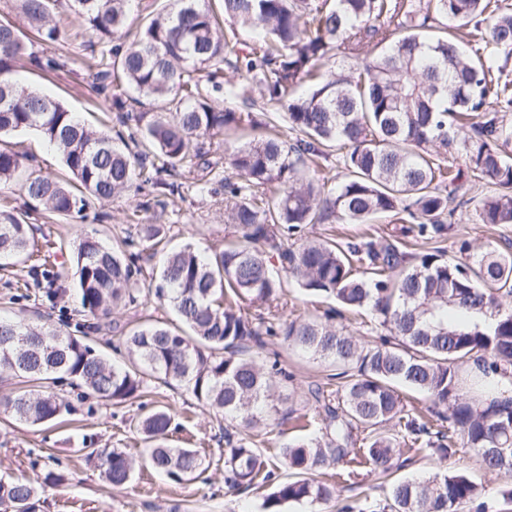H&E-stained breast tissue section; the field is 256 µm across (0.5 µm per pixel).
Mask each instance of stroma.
I'll list each match as a JSON object with an SVG mask.
<instances>
[{
    "mask_svg": "<svg viewBox=\"0 0 512 512\" xmlns=\"http://www.w3.org/2000/svg\"><path fill=\"white\" fill-rule=\"evenodd\" d=\"M66 61L63 69L44 73L29 64H22L19 77L24 85L61 101L78 118L92 126L111 122L110 104L92 90L89 80V51L72 53L67 44L55 49ZM16 151L24 154L29 166L58 174L63 170L60 154L31 132L11 137ZM461 188L448 214L447 232L434 240L406 237V249L421 252L433 248L446 257H458L462 241H470L477 249L492 247L512 251V224H486L482 221V199L497 193L496 185L463 171ZM142 195L129 191L120 194L82 220L46 218L43 211H29L25 219L30 227L33 249L23 263L0 261V317L23 318L31 322L45 321L64 333L87 335L94 339L105 355H112L121 336L146 320L180 326L181 321L168 303L154 295L142 293L136 306H121L103 320L86 317L80 311L76 279V250L80 237L87 232L97 234L105 244L117 246L136 232L137 224L163 225L165 249L192 245L202 254L222 247L232 239L234 229L224 222V200L199 194L194 184H185L181 194L166 196L163 205L141 209ZM402 221L395 216H378L365 224H310L305 237L314 240L335 235L348 242L373 234H399ZM285 301L275 303H244L249 316L278 311L282 320H303L321 316L333 307V298L309 294L292 277H284ZM54 289V300H47V289ZM288 370L295 378L281 388L283 412L279 415L261 413L259 425L246 428L225 419L220 413L198 405L184 388L151 384L147 394L124 406L99 401L85 390L68 383L55 385L54 390L70 404L69 414L40 427H29L0 412V480H40L46 470L67 474L62 487L46 490L41 495L40 512H263L265 488L244 494L227 491L224 484L225 433L247 438L268 457H275L279 448L295 439H311V432L294 428L288 420V409H303L309 386L326 383L335 368L313 359L304 352L288 349L283 353ZM165 407L174 417L168 443L173 447L198 450L205 466L196 480L176 483L147 469L135 468L130 483L113 486L89 463L90 448H118L133 457H140L145 448L134 421L148 411ZM450 467L466 473L482 486L492 499L493 512H500L501 490L512 488V472L486 470L479 457L469 449H458L448 462H440L429 453L417 455L398 472L402 478Z\"/></svg>",
    "mask_w": 512,
    "mask_h": 512,
    "instance_id": "35a3bbf8",
    "label": "stroma"
}]
</instances>
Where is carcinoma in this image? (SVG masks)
I'll return each instance as SVG.
<instances>
[{"label": "carcinoma", "instance_id": "obj_1", "mask_svg": "<svg viewBox=\"0 0 512 512\" xmlns=\"http://www.w3.org/2000/svg\"><path fill=\"white\" fill-rule=\"evenodd\" d=\"M28 28L43 45L63 40L54 20L59 0H16ZM85 30L100 44L91 64L93 88L111 102L121 129L110 135L81 123L59 102L20 85L14 74L26 50L27 33L0 21V184L24 175L28 203L58 219L82 218L96 202L135 189L175 195L181 179L202 171L203 192L224 194L227 223L235 239L204 257L187 244L170 251L159 267H146L164 229L142 224L136 252L85 235L76 253L82 311L98 318L110 308L138 301L140 285L155 287L191 330L157 322L125 336L126 367L109 363L85 336L65 335L52 325L0 318V378L30 382L67 380L118 407L141 397L161 379L184 387L198 404L239 420L256 422L258 407L272 390L293 380L279 354L258 361L250 346L276 337L288 347L347 366L336 391L311 390L314 409L295 416L305 428L321 413V436L282 447V479L255 444L227 434L225 483L234 491L269 483L263 512L306 504L321 512L336 493L321 478L361 472L389 476L410 460L406 453L431 450L445 460L453 448H468L486 469L512 470V252L475 251L459 246L460 257L440 250L409 255L387 239L368 237L343 245L316 239L298 246L308 224L339 219L365 224L379 215L406 214V233L425 239L444 234L448 185L457 155L480 179L501 191L482 200L483 222L512 224V126L500 112L512 109V83L503 69L487 66L483 48L463 50L455 29L487 22L486 42L512 55V13L497 0H222L223 15L200 0H173L136 32L124 31L133 0H69ZM252 29L262 37L231 60L220 22ZM125 41L112 43L119 32ZM379 52L365 58L367 45ZM230 66L263 93L262 112H284L296 134L289 144L277 134L253 137L227 153L230 176H219L212 140L242 129L239 109L216 105L205 85L221 88ZM310 83V92L296 89ZM156 104L139 112L141 98ZM33 131L62 156L69 178L25 165L3 137ZM334 148L345 151L344 171L326 194L306 177L307 164ZM30 238L22 218L0 211V258L29 257ZM278 257L286 273L312 293H325L340 308L325 321H281L276 313L252 319L242 303L279 300L280 279L269 262ZM450 308L486 310L495 322L450 325L440 313ZM370 311L389 332L362 344L336 328L343 312ZM481 362L473 376L466 360ZM424 393L438 424L405 409L398 388ZM5 410L29 426H42L67 410L53 392L20 393ZM397 421L400 434L384 429ZM173 417L165 409L137 420L149 443L144 465L175 481H190L203 460L192 448L167 444ZM362 447H357V444ZM101 473L115 486L135 469L118 449H91ZM67 481L50 470L40 485L0 481V512H39L47 487ZM485 490L467 475L437 471L398 479L389 496L348 502L340 512H488Z\"/></svg>", "mask_w": 512, "mask_h": 512}]
</instances>
